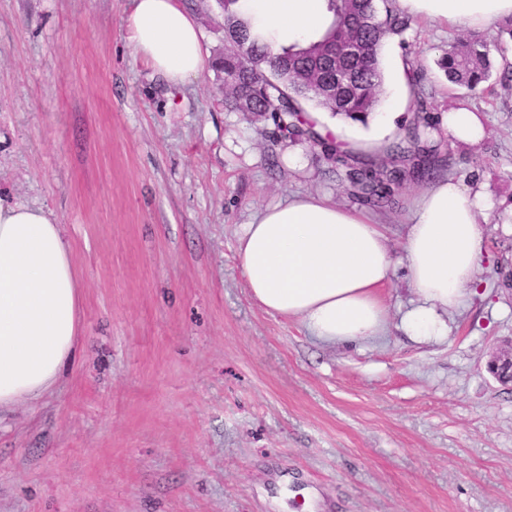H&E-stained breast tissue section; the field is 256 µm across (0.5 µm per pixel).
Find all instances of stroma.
<instances>
[{"instance_id":"35a3bbf8","label":"stroma","mask_w":512,"mask_h":512,"mask_svg":"<svg viewBox=\"0 0 512 512\" xmlns=\"http://www.w3.org/2000/svg\"><path fill=\"white\" fill-rule=\"evenodd\" d=\"M206 60L217 0H180ZM134 0H0V204L52 213L81 288L78 352L52 393L0 414V512H512V388L487 364L512 344V80L468 91L436 60L471 30L412 19L381 48L386 130L322 113L384 155L425 94L438 176L485 204L476 291L448 333L407 336V218L352 197L313 141L236 112L212 68L174 86L133 56ZM420 69V83L406 73ZM486 135L449 138L450 109ZM315 195L366 213L399 267L390 323L359 344L316 340L250 296L237 254L264 208Z\"/></svg>"}]
</instances>
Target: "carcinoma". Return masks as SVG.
<instances>
[{"instance_id":"obj_1","label":"carcinoma","mask_w":512,"mask_h":512,"mask_svg":"<svg viewBox=\"0 0 512 512\" xmlns=\"http://www.w3.org/2000/svg\"><path fill=\"white\" fill-rule=\"evenodd\" d=\"M237 3L220 0L224 40L236 49L213 63L224 78V103L230 109L267 114L282 137L315 141L331 171L344 172L351 194L375 207L393 204L408 178H432L435 150L428 146V118L416 116L380 159L319 134L304 107L311 103L361 123L376 112L384 82L381 44L410 24L394 0H327L331 21L320 39L279 50L251 33ZM493 64L490 46L480 40L450 44L437 61L448 81L469 90L489 79Z\"/></svg>"}]
</instances>
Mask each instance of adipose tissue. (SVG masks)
I'll use <instances>...</instances> for the list:
<instances>
[{
	"instance_id": "ef3b65f1",
	"label": "adipose tissue",
	"mask_w": 512,
	"mask_h": 512,
	"mask_svg": "<svg viewBox=\"0 0 512 512\" xmlns=\"http://www.w3.org/2000/svg\"><path fill=\"white\" fill-rule=\"evenodd\" d=\"M405 13L482 28L512 17V0H397ZM272 47L307 45L330 22L326 0H239ZM136 58L170 83L199 76L205 58L196 21L178 0H136L126 19ZM479 197L454 178L432 181L415 201L403 244L416 297L402 323L417 337L444 335L442 312L474 286L484 252ZM250 295L268 313L301 318L330 344L383 334L389 313L376 291L396 267L378 224L329 200L303 195L261 211L238 240ZM81 290L71 248L51 213L0 206V413L50 393L80 334Z\"/></svg>"
}]
</instances>
